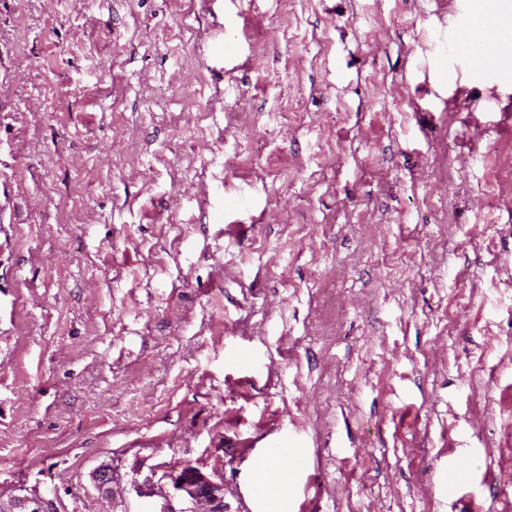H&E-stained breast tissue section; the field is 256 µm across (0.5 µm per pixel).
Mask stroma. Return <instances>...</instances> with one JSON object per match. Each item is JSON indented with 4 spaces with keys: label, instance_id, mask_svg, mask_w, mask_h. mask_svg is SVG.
I'll use <instances>...</instances> for the list:
<instances>
[{
    "label": "stroma",
    "instance_id": "stroma-1",
    "mask_svg": "<svg viewBox=\"0 0 512 512\" xmlns=\"http://www.w3.org/2000/svg\"><path fill=\"white\" fill-rule=\"evenodd\" d=\"M471 5L0 0V493L183 512L190 465L259 512L284 447L307 512H512V74L447 53Z\"/></svg>",
    "mask_w": 512,
    "mask_h": 512
}]
</instances>
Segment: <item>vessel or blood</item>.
I'll return each mask as SVG.
<instances>
[{"label":"vessel or blood","mask_w":512,"mask_h":512,"mask_svg":"<svg viewBox=\"0 0 512 512\" xmlns=\"http://www.w3.org/2000/svg\"><path fill=\"white\" fill-rule=\"evenodd\" d=\"M497 31V18L492 8H485L479 22L457 28L448 35L450 54H459L474 67L489 73L512 70V57L495 59L487 54V45Z\"/></svg>","instance_id":"b4317fda"}]
</instances>
